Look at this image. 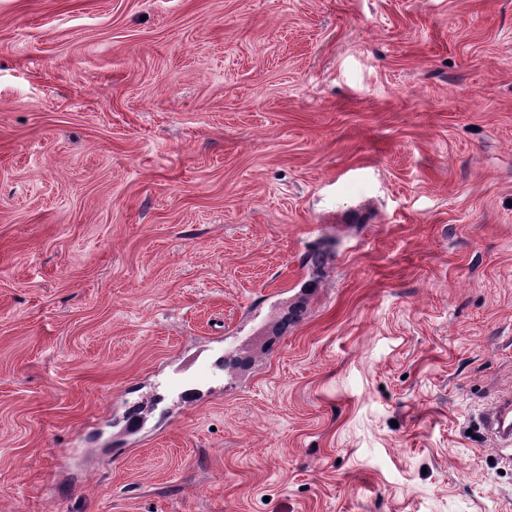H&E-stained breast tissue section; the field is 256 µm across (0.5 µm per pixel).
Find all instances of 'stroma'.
I'll return each mask as SVG.
<instances>
[{
  "label": "stroma",
  "mask_w": 512,
  "mask_h": 512,
  "mask_svg": "<svg viewBox=\"0 0 512 512\" xmlns=\"http://www.w3.org/2000/svg\"><path fill=\"white\" fill-rule=\"evenodd\" d=\"M512 0H0V512H512ZM483 426L488 435L497 442L496 447H512V394L506 393L493 403L483 417Z\"/></svg>",
  "instance_id": "obj_1"
}]
</instances>
